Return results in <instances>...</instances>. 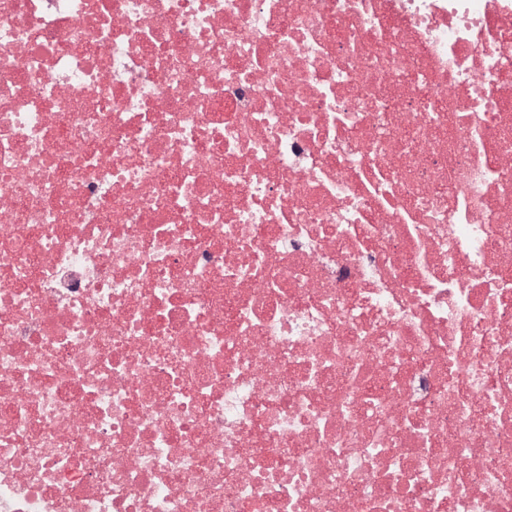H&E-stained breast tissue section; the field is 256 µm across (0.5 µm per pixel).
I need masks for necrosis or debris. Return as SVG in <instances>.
<instances>
[{"label": "necrosis or debris", "mask_w": 512, "mask_h": 512, "mask_svg": "<svg viewBox=\"0 0 512 512\" xmlns=\"http://www.w3.org/2000/svg\"><path fill=\"white\" fill-rule=\"evenodd\" d=\"M0 512H512V0H0Z\"/></svg>", "instance_id": "obj_1"}]
</instances>
